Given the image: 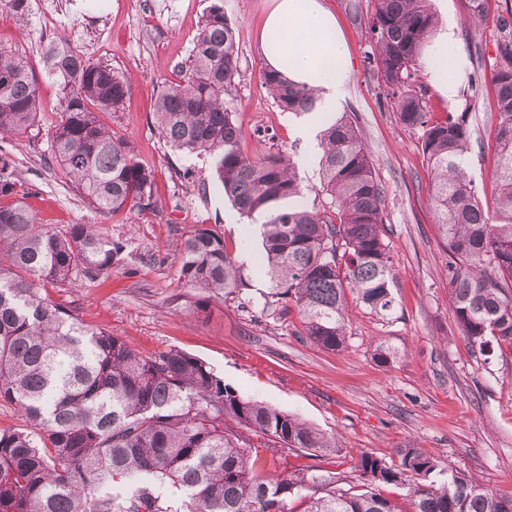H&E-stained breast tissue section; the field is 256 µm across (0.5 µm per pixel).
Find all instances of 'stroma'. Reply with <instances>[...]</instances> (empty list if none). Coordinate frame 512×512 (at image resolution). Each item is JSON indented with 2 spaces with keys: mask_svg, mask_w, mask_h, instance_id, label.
I'll use <instances>...</instances> for the list:
<instances>
[{
  "mask_svg": "<svg viewBox=\"0 0 512 512\" xmlns=\"http://www.w3.org/2000/svg\"><path fill=\"white\" fill-rule=\"evenodd\" d=\"M213 0H29L27 20L0 9V46L26 57L38 80L39 111L28 133L0 141L16 161L19 193L36 221L54 230L83 222L104 225L124 248L110 277L48 289V297L74 310L91 327L128 340L145 354L175 347L206 361L244 398L295 415L335 436V472L342 488L357 484L361 453L397 462V449L415 444L498 494L512 496V346L482 355L462 335L448 295V252L430 201L433 174L417 132L404 127L386 100L387 89L366 67L363 19L374 0H323L351 49V78L343 103L369 149L386 188L388 256L396 275L395 305L380 317L348 296L346 343L323 349L300 336L297 316L277 321L263 313L267 292L259 271L257 227L239 215L211 161L172 148L157 130L153 105L178 80ZM268 0H224L239 48L240 77L230 106L247 152L263 150L257 130L298 164L304 203L321 208L318 171L322 152L304 135L298 118L279 110L262 85L266 65L258 38ZM505 0H487L488 20L473 17L471 0H432L438 29L452 28L463 60L453 75L458 93L444 98L427 68L416 80L441 113L470 114L473 146L469 175L492 198L497 125L496 99L487 76L495 62L492 15ZM68 41L91 62L112 68L127 84L123 110L104 122L126 138L135 158L155 176L154 207L105 216L73 190L49 153L50 133L62 116L63 91L50 72L47 51ZM218 232L244 267L246 288L232 298L201 302L179 279L180 244L195 226ZM386 343L401 354L378 367L374 350Z\"/></svg>",
  "mask_w": 512,
  "mask_h": 512,
  "instance_id": "stroma-1",
  "label": "stroma"
}]
</instances>
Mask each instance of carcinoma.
Instances as JSON below:
<instances>
[{"label":"carcinoma","mask_w":512,"mask_h":512,"mask_svg":"<svg viewBox=\"0 0 512 512\" xmlns=\"http://www.w3.org/2000/svg\"><path fill=\"white\" fill-rule=\"evenodd\" d=\"M435 27L430 0H375L364 59L382 78L400 122L420 133L434 172L431 200L448 250V294L457 323L483 353L512 345V7L496 15V162L492 203L466 173L471 150L464 111L431 112L414 84ZM236 32L224 5L210 6L188 65L153 107L162 137L188 155L210 157L225 193L260 224L270 292L263 309L299 316L303 336L336 351L345 345L346 291L382 316L393 311L383 201L371 154L355 121L327 119L322 150L321 210L301 204L291 157L270 147L246 154L228 97L239 77ZM48 64L64 91L50 148L78 193L98 212L154 204L152 170L100 113L117 112L127 85L112 69L50 48ZM262 85L283 112L311 110L314 90L265 71ZM39 110L37 78L21 57L0 47V138L24 134ZM15 160L0 150V404L21 419L0 428V512H512L475 479L448 467L439 486L414 485L408 506L384 485L427 479L439 461L410 445L399 463L361 454L362 484L338 491L334 472L289 471L288 453L327 457L336 437L270 405L245 399L197 356L176 348L144 354L126 339L89 327L42 286L69 288L112 274L123 250L95 224L61 232L36 223L19 197ZM179 278L203 299L240 292L242 265L213 230L196 226L181 243ZM375 361L397 352L385 343Z\"/></svg>","instance_id":"1"}]
</instances>
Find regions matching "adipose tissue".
<instances>
[{
  "label": "adipose tissue",
  "instance_id": "adipose-tissue-1",
  "mask_svg": "<svg viewBox=\"0 0 512 512\" xmlns=\"http://www.w3.org/2000/svg\"><path fill=\"white\" fill-rule=\"evenodd\" d=\"M453 40L451 31H441L428 55L437 88L449 99L457 94V84L449 75L458 66L448 57ZM259 44L268 69L318 93L319 105L309 114L305 130L340 110L351 74V51L322 0H270Z\"/></svg>",
  "mask_w": 512,
  "mask_h": 512
}]
</instances>
